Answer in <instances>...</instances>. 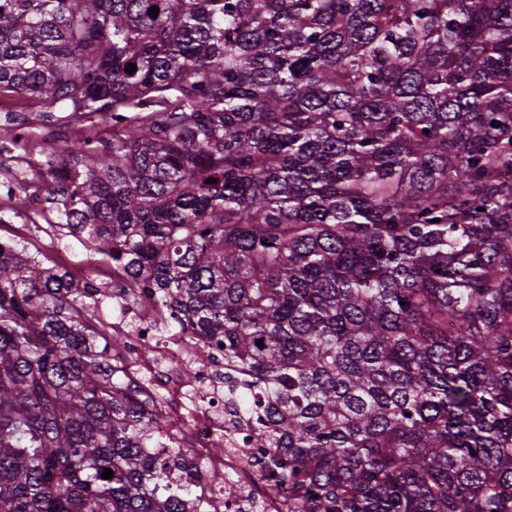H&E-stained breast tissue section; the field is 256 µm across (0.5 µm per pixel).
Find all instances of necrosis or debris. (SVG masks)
I'll return each instance as SVG.
<instances>
[{
    "label": "necrosis or debris",
    "instance_id": "4bbe7bcc",
    "mask_svg": "<svg viewBox=\"0 0 512 512\" xmlns=\"http://www.w3.org/2000/svg\"><path fill=\"white\" fill-rule=\"evenodd\" d=\"M158 309L143 302L137 317L120 310L113 318L112 335L123 343L122 357L131 377L144 378L154 393L157 409L177 428L180 445L186 446L193 467L177 472V480L197 487L202 502H220L224 512H247L249 499L261 496L265 512H279V500L265 489L261 480L235 449L233 440L249 427L246 416L225 409L223 397L198 402L205 387L217 382L209 369L186 366L189 345L186 337L157 335L152 319ZM223 441V454H214L216 441Z\"/></svg>",
    "mask_w": 512,
    "mask_h": 512
}]
</instances>
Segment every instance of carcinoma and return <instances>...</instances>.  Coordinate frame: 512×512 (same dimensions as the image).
Segmentation results:
<instances>
[{
    "label": "carcinoma",
    "instance_id": "cac0c4a2",
    "mask_svg": "<svg viewBox=\"0 0 512 512\" xmlns=\"http://www.w3.org/2000/svg\"><path fill=\"white\" fill-rule=\"evenodd\" d=\"M2 93L112 129L10 195L224 358L286 512H512V0H0ZM99 295L0 241V512L195 500Z\"/></svg>",
    "mask_w": 512,
    "mask_h": 512
}]
</instances>
